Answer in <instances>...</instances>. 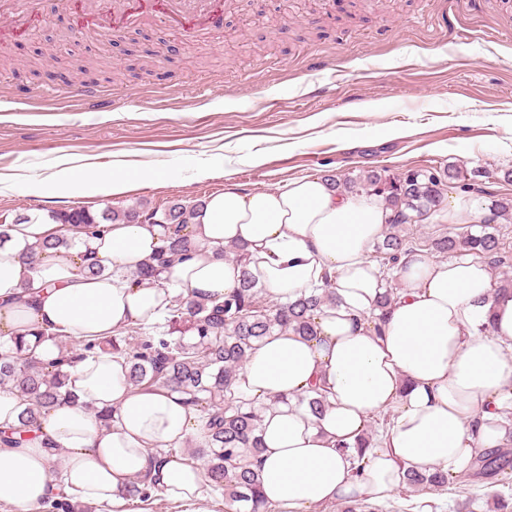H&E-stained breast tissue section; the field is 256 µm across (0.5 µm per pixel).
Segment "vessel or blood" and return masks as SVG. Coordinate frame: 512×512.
I'll use <instances>...</instances> for the list:
<instances>
[{
    "label": "vessel or blood",
    "instance_id": "vessel-or-blood-1",
    "mask_svg": "<svg viewBox=\"0 0 512 512\" xmlns=\"http://www.w3.org/2000/svg\"><path fill=\"white\" fill-rule=\"evenodd\" d=\"M174 14L188 19L189 31L194 35L221 29L224 19L221 0H134L126 20L133 24L146 17L164 20ZM38 22L33 0H0V37L30 32Z\"/></svg>",
    "mask_w": 512,
    "mask_h": 512
}]
</instances>
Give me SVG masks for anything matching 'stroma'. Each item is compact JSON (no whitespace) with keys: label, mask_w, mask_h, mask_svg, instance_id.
<instances>
[{"label":"stroma","mask_w":512,"mask_h":512,"mask_svg":"<svg viewBox=\"0 0 512 512\" xmlns=\"http://www.w3.org/2000/svg\"><path fill=\"white\" fill-rule=\"evenodd\" d=\"M43 22L0 47V220L50 217L44 194L60 163L123 160L167 171L128 194L77 192L73 209L98 214L144 202L190 203L223 191L276 189L305 176H399L458 164L485 172L490 195L512 197V0H253L224 14L221 34L194 46L172 23L75 33L58 0ZM104 56L107 72L61 76L54 53ZM108 91L91 112L83 82ZM261 163H252L254 153ZM201 163L209 174L193 177ZM419 512H495L471 494H412Z\"/></svg>","instance_id":"1"}]
</instances>
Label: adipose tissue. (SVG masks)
Returning <instances> with one entry per match:
<instances>
[{
    "label": "adipose tissue",
    "instance_id": "1",
    "mask_svg": "<svg viewBox=\"0 0 512 512\" xmlns=\"http://www.w3.org/2000/svg\"><path fill=\"white\" fill-rule=\"evenodd\" d=\"M162 178L120 163L66 166L46 198L66 204L76 179L90 194L114 197ZM392 217L381 194L344 192L322 177L251 192L228 182L196 210L192 259L173 264L163 282L138 285L131 275L158 247L162 226L118 221L104 236L55 250L45 243L59 224L21 220L0 242V342L23 338L47 362L59 355L50 333L101 340L153 325L173 295L222 298L246 270L277 304L331 286L336 301L318 311L316 338L273 330L250 351L232 390L264 408L255 460L264 507L315 512L349 498L384 502L402 489L406 470L456 475L485 449L512 447V291L500 290L489 265L471 255L441 260L417 251L401 259L394 302L380 315L386 281L370 251ZM489 217L481 197L456 191L428 219L475 225ZM231 244L245 249L248 265L219 256ZM86 253L105 266L103 275H78ZM27 288L35 301H22ZM39 329L45 339H36ZM67 389L68 400L41 417L24 445H0V505L40 512L64 496L131 512L126 490L137 477L150 495L204 512L206 466L182 451L204 436L200 408L165 386L133 387L124 359L109 353L70 367ZM315 391L329 403L320 416L303 402ZM97 409L110 410L109 426L94 418ZM380 412L391 421L369 436ZM359 448L367 464L357 474L350 456ZM59 449L67 456L56 474Z\"/></svg>",
    "mask_w": 512,
    "mask_h": 512
}]
</instances>
